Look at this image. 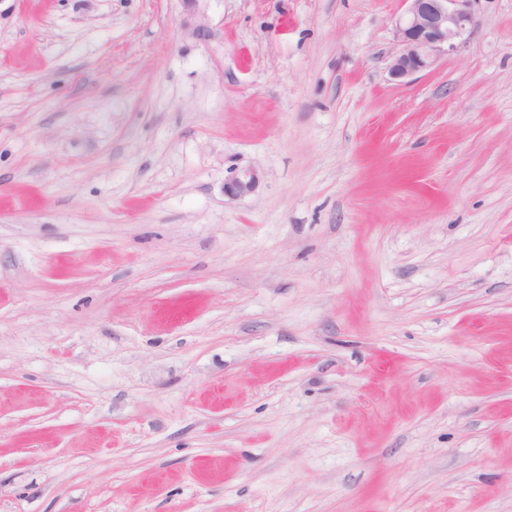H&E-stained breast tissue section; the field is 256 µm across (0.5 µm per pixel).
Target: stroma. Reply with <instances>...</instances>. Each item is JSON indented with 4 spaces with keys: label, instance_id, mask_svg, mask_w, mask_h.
Returning <instances> with one entry per match:
<instances>
[{
    "label": "stroma",
    "instance_id": "1",
    "mask_svg": "<svg viewBox=\"0 0 512 512\" xmlns=\"http://www.w3.org/2000/svg\"><path fill=\"white\" fill-rule=\"evenodd\" d=\"M474 9L403 82L402 0H0V512H512ZM260 181V173L255 169H247L224 183V195L236 200L252 193Z\"/></svg>",
    "mask_w": 512,
    "mask_h": 512
}]
</instances>
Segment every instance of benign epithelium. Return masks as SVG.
<instances>
[{
    "instance_id": "7a95c632",
    "label": "benign epithelium",
    "mask_w": 512,
    "mask_h": 512,
    "mask_svg": "<svg viewBox=\"0 0 512 512\" xmlns=\"http://www.w3.org/2000/svg\"><path fill=\"white\" fill-rule=\"evenodd\" d=\"M405 9L395 21L400 50L392 57L389 74L404 80L433 67L438 57L456 53L477 26L476 0H403ZM260 173L247 169L224 183V196L236 200L252 193Z\"/></svg>"
}]
</instances>
